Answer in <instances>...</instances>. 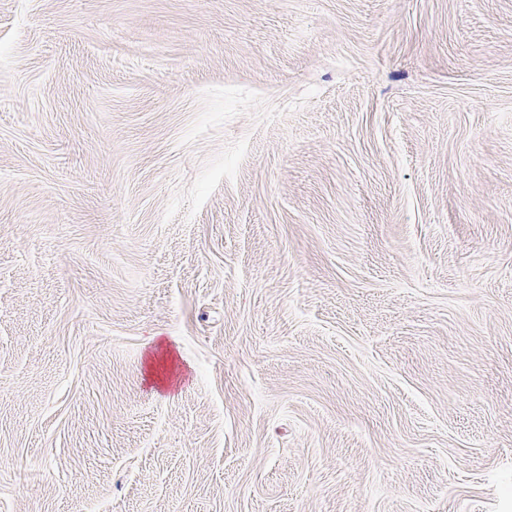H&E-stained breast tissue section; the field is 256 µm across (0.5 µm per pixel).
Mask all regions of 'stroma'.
<instances>
[{"instance_id":"stroma-1","label":"stroma","mask_w":512,"mask_h":512,"mask_svg":"<svg viewBox=\"0 0 512 512\" xmlns=\"http://www.w3.org/2000/svg\"><path fill=\"white\" fill-rule=\"evenodd\" d=\"M0 512H512V0H0Z\"/></svg>"}]
</instances>
